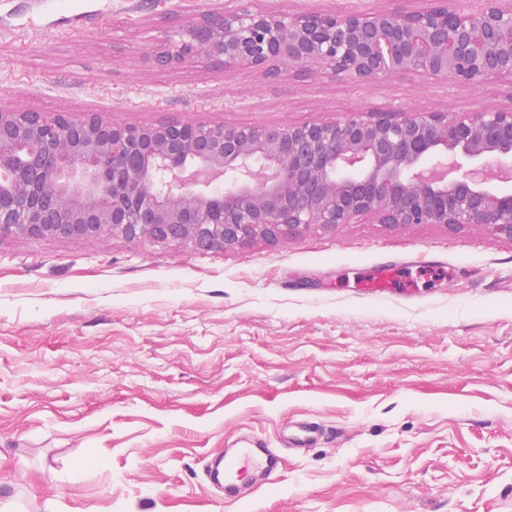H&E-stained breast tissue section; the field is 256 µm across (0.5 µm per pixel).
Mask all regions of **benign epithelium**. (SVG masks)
<instances>
[{"instance_id": "benign-epithelium-1", "label": "benign epithelium", "mask_w": 512, "mask_h": 512, "mask_svg": "<svg viewBox=\"0 0 512 512\" xmlns=\"http://www.w3.org/2000/svg\"><path fill=\"white\" fill-rule=\"evenodd\" d=\"M512 0L408 10L252 11L188 21L155 56L278 79L316 66L358 85L410 74L512 80ZM433 166H428L429 162ZM228 179L222 191L211 188ZM512 104L443 112L370 106L333 121L130 126L0 108V239L121 235L187 249L285 244L363 217L390 227L478 225L512 242Z\"/></svg>"}]
</instances>
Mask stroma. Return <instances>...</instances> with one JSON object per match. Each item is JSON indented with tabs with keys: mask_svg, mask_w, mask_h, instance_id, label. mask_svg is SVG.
Segmentation results:
<instances>
[{
	"mask_svg": "<svg viewBox=\"0 0 512 512\" xmlns=\"http://www.w3.org/2000/svg\"><path fill=\"white\" fill-rule=\"evenodd\" d=\"M392 0H0V108L135 126L333 121L512 104V82L277 80L154 56L222 6ZM396 269L381 294L362 287ZM324 431L288 448L291 422ZM282 458L235 502L207 469ZM0 512H512V242L473 225L314 226L272 246L0 239Z\"/></svg>",
	"mask_w": 512,
	"mask_h": 512,
	"instance_id": "35a3bbf8",
	"label": "stroma"
}]
</instances>
